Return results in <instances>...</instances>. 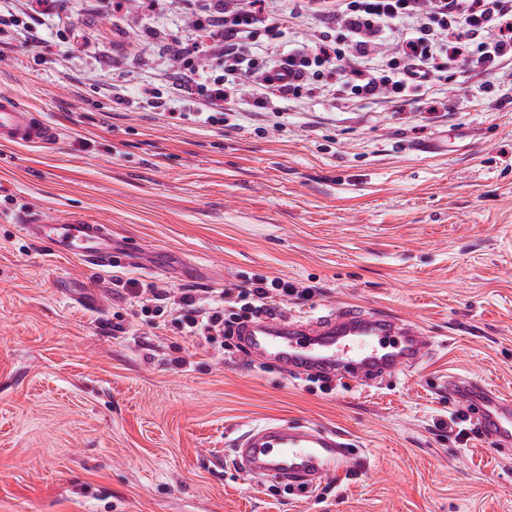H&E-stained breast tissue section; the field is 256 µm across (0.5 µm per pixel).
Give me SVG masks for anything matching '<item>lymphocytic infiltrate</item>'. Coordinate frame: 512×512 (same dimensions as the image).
Returning <instances> with one entry per match:
<instances>
[{
	"mask_svg": "<svg viewBox=\"0 0 512 512\" xmlns=\"http://www.w3.org/2000/svg\"><path fill=\"white\" fill-rule=\"evenodd\" d=\"M22 15L0 18V51L19 41L42 48L43 17L50 0H28ZM299 9L326 15L330 27L314 40L278 56L275 46L258 47L259 33L274 34L284 14L256 8L216 11L197 23L192 45L172 43L169 53L184 58L174 91L198 101L208 123L229 126L239 79L250 74L256 104L301 96L306 86L336 79L354 102L377 96L405 101L424 96L434 79L464 72L512 68V0H294ZM205 56L220 77L199 70ZM142 312L170 319L187 336L213 342L230 338L235 324L270 314L273 299L311 296L279 277L256 276L247 283H225L216 295L193 288L136 289Z\"/></svg>",
	"mask_w": 512,
	"mask_h": 512,
	"instance_id": "1",
	"label": "lymphocytic infiltrate"
}]
</instances>
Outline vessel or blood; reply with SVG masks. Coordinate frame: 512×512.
I'll list each match as a JSON object with an SVG mask.
<instances>
[{
  "label": "vessel or blood",
  "instance_id": "b4317fda",
  "mask_svg": "<svg viewBox=\"0 0 512 512\" xmlns=\"http://www.w3.org/2000/svg\"><path fill=\"white\" fill-rule=\"evenodd\" d=\"M59 131L40 112L16 96L0 94V144L50 146ZM22 233L35 241H49L58 254L105 267L134 260L131 252L113 245L112 231L73 214L51 224L38 213L25 216ZM248 353L264 357L274 366L339 375L352 380H381L419 363L433 342L413 322L378 309L344 303L311 322H298L276 314L241 328ZM448 395L465 407L485 437L500 450L512 449V396L482 381L452 375L444 382ZM233 462L240 471L289 486L309 489L343 469L350 454L335 431L283 420L254 427L234 442Z\"/></svg>",
  "mask_w": 512,
  "mask_h": 512
}]
</instances>
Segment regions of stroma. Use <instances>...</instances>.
Returning <instances> with one entry per match:
<instances>
[{"mask_svg": "<svg viewBox=\"0 0 512 512\" xmlns=\"http://www.w3.org/2000/svg\"><path fill=\"white\" fill-rule=\"evenodd\" d=\"M62 8L48 50L0 56V92L60 131L49 147L0 144V512H512V454L473 422L451 431L443 386L512 395V72L407 102L314 87L279 120L247 79L227 131L143 106L170 91L168 44L193 35L181 0ZM430 140L438 152L412 151ZM32 210L184 266L87 267L22 234ZM257 274L314 287L282 312L381 308L434 347L395 383L324 391L155 326L120 287ZM271 420L337 431L350 462L307 492L235 469L232 439Z\"/></svg>", "mask_w": 512, "mask_h": 512, "instance_id": "stroma-1", "label": "stroma"}]
</instances>
